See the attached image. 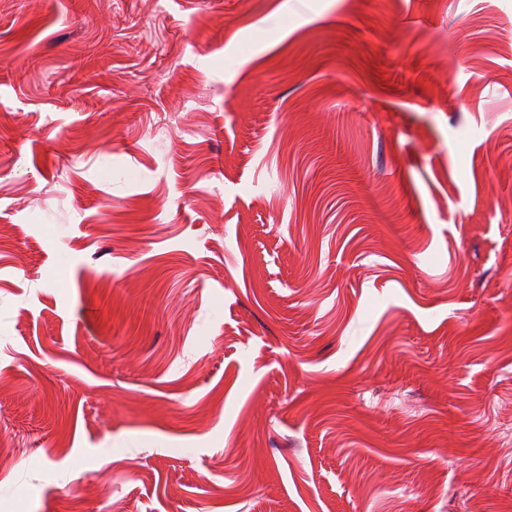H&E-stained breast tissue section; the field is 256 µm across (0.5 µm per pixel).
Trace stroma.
I'll return each instance as SVG.
<instances>
[{"label": "stroma", "instance_id": "1", "mask_svg": "<svg viewBox=\"0 0 512 512\" xmlns=\"http://www.w3.org/2000/svg\"><path fill=\"white\" fill-rule=\"evenodd\" d=\"M0 512H512V0H0Z\"/></svg>", "mask_w": 512, "mask_h": 512}]
</instances>
